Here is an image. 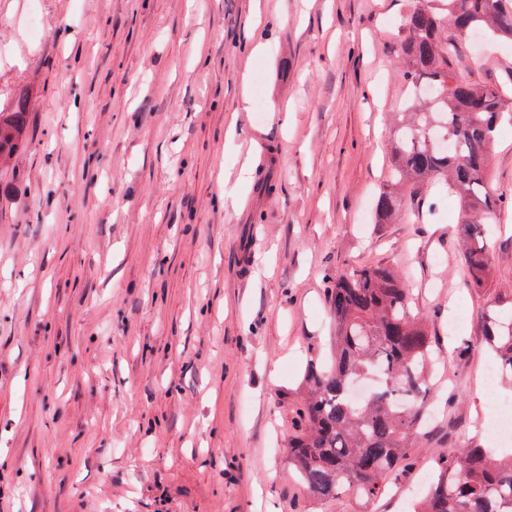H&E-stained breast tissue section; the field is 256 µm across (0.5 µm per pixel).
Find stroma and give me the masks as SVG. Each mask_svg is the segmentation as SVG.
<instances>
[{"label": "stroma", "mask_w": 512, "mask_h": 512, "mask_svg": "<svg viewBox=\"0 0 512 512\" xmlns=\"http://www.w3.org/2000/svg\"><path fill=\"white\" fill-rule=\"evenodd\" d=\"M411 6L38 0L34 39L29 0H0V112L28 107L0 161V512H410L438 458L491 447L512 397L480 385L482 314L512 309V124L481 286L456 265L455 197L375 223ZM477 56L480 79L512 76L511 42ZM377 264L432 320V431L381 497L318 501L288 465V401L334 360L328 277Z\"/></svg>", "instance_id": "1"}]
</instances>
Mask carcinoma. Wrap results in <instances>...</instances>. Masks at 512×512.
Wrapping results in <instances>:
<instances>
[{
  "mask_svg": "<svg viewBox=\"0 0 512 512\" xmlns=\"http://www.w3.org/2000/svg\"><path fill=\"white\" fill-rule=\"evenodd\" d=\"M406 18L404 77L417 108L394 130L391 185L377 197L375 223L408 210L420 219L419 191L440 184L459 205V260L464 281L489 271L486 221L497 202L487 190L489 150L512 87L466 67L462 39L490 31L512 41V0H413ZM25 100L0 112V157L16 147L27 122ZM336 364L310 361L305 390L289 408L288 465L309 493L375 499L387 479L410 465L431 390L434 360L427 320L412 305V282L388 266L352 267L329 279ZM494 364L512 377V312L483 314ZM421 512H512V458L467 448L436 462Z\"/></svg>",
  "mask_w": 512,
  "mask_h": 512,
  "instance_id": "cac0c4a2",
  "label": "carcinoma"
}]
</instances>
